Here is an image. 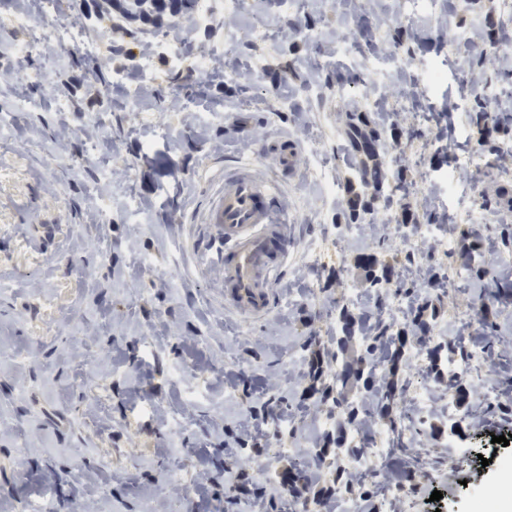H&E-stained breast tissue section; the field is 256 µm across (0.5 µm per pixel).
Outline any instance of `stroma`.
Returning a JSON list of instances; mask_svg holds the SVG:
<instances>
[{
  "instance_id": "obj_1",
  "label": "stroma",
  "mask_w": 512,
  "mask_h": 512,
  "mask_svg": "<svg viewBox=\"0 0 512 512\" xmlns=\"http://www.w3.org/2000/svg\"><path fill=\"white\" fill-rule=\"evenodd\" d=\"M92 5L61 2L60 21L86 19L76 44L45 41L47 18L27 30L0 25V71L36 76L0 84V512L38 500L79 512L89 499L98 512H232L241 479L273 488L267 455L291 460L295 439L313 434L317 409L290 383L306 336L335 335L337 300L352 297L357 309L372 299L354 261L376 251L375 240L359 232L336 242L356 179L345 139L353 112L423 128L412 140L384 138L381 161L399 160L409 204L447 227L454 253L469 244V226L493 264L458 289H437L434 334L490 350L488 371L512 364V303L495 307L493 336L472 319L495 284L512 280V265L494 261L512 247L503 230L512 208L479 205L512 198V174L491 151L488 164L458 170L455 190L438 180L447 142L460 155L479 137L468 117L474 98L458 89L472 57L449 37L460 26L472 38L501 28L512 36L497 0H439L416 15L405 0H304L296 11L284 0H244L205 26L182 20L193 35L176 69L158 51L127 57L129 39L113 37L106 17L86 18ZM20 41L32 46L22 60ZM432 65L443 79L429 86L422 74ZM21 96L31 105L14 111ZM56 99L67 111H54ZM284 139L299 146L289 174L272 149ZM98 161L111 176L95 177ZM233 170L274 183L275 207L291 218L277 303L254 319L225 310L220 272L199 273L191 248ZM339 266L346 275L328 281ZM228 371L245 386L225 391ZM272 373L284 382L279 411L299 428H264L245 464L225 435L266 400ZM136 386L146 399H131ZM468 414L463 454L443 446L438 414L413 447L424 466L412 478L390 456L408 487L394 512H473L476 496L505 484L512 446L491 439L512 434V378L491 402L472 400ZM201 463L214 483L206 503L195 491Z\"/></svg>"
}]
</instances>
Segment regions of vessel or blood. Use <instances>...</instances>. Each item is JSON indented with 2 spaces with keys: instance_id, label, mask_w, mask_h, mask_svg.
Here are the masks:
<instances>
[{
  "instance_id": "vessel-or-blood-1",
  "label": "vessel or blood",
  "mask_w": 512,
  "mask_h": 512,
  "mask_svg": "<svg viewBox=\"0 0 512 512\" xmlns=\"http://www.w3.org/2000/svg\"><path fill=\"white\" fill-rule=\"evenodd\" d=\"M273 199V186L248 174L225 177L193 243L199 269L222 272L226 307L246 317L270 311L271 285L288 254V228Z\"/></svg>"
}]
</instances>
